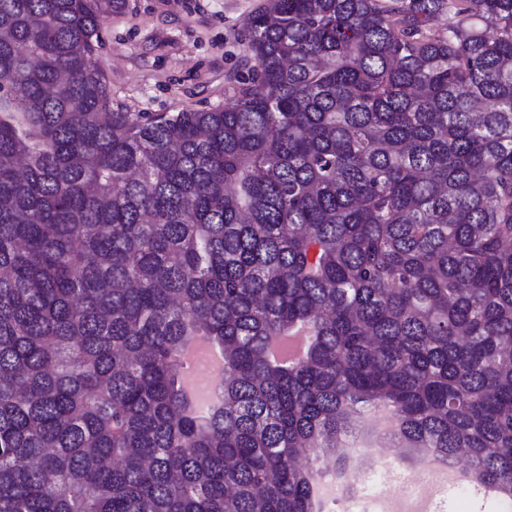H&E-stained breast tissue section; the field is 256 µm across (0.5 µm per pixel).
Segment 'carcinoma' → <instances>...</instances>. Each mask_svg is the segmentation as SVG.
<instances>
[{
	"label": "carcinoma",
	"mask_w": 512,
	"mask_h": 512,
	"mask_svg": "<svg viewBox=\"0 0 512 512\" xmlns=\"http://www.w3.org/2000/svg\"><path fill=\"white\" fill-rule=\"evenodd\" d=\"M124 8L0 0V512H322L378 414L512 500V0H263L180 112L111 108ZM309 336H280L270 347L269 356L277 361H297L302 358L309 344ZM182 387L190 400L199 408L213 405L219 396V387L224 378V356L208 343L201 342L187 349L183 356ZM199 367L208 370L206 378L197 377Z\"/></svg>",
	"instance_id": "obj_1"
}]
</instances>
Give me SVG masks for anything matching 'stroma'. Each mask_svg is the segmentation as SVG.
<instances>
[{
  "instance_id": "obj_1",
  "label": "stroma",
  "mask_w": 512,
  "mask_h": 512,
  "mask_svg": "<svg viewBox=\"0 0 512 512\" xmlns=\"http://www.w3.org/2000/svg\"><path fill=\"white\" fill-rule=\"evenodd\" d=\"M263 0H126L105 25L94 61L105 74L113 108L125 112L207 110L232 102L234 90L251 77L242 24ZM417 456L401 449L394 466L358 479L355 498L322 497L325 512H384ZM440 479L433 512H500L495 496L474 495L462 480Z\"/></svg>"
}]
</instances>
